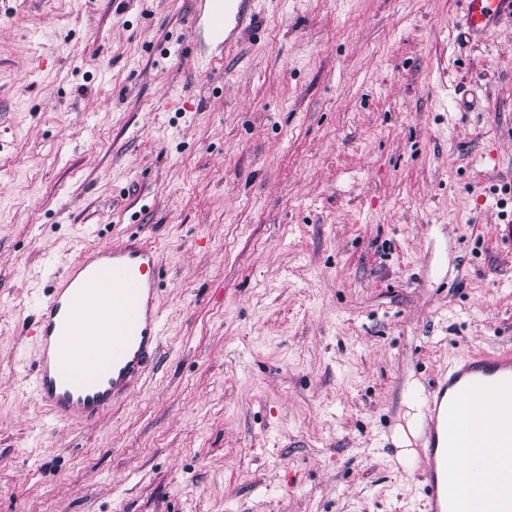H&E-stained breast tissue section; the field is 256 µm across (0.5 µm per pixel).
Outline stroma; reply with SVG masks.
<instances>
[{
  "instance_id": "obj_1",
  "label": "stroma",
  "mask_w": 512,
  "mask_h": 512,
  "mask_svg": "<svg viewBox=\"0 0 512 512\" xmlns=\"http://www.w3.org/2000/svg\"><path fill=\"white\" fill-rule=\"evenodd\" d=\"M192 7L0 0V512H425L409 392L512 350V19L254 0L204 75ZM131 235L158 362L55 424L27 326Z\"/></svg>"
}]
</instances>
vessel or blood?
Segmentation results:
<instances>
[{
    "mask_svg": "<svg viewBox=\"0 0 512 512\" xmlns=\"http://www.w3.org/2000/svg\"><path fill=\"white\" fill-rule=\"evenodd\" d=\"M252 0H194L191 28L199 41L200 71L213 68L232 45ZM512 13V0H465L475 35ZM159 250L139 237L114 247L81 251L41 302L33 392L59 424H89L128 395L153 364L163 317L157 304ZM475 392L471 441L493 472L473 496L472 512H512V350L469 354L443 372L427 400L424 456L419 466L428 512H455L448 482L454 410Z\"/></svg>",
    "mask_w": 512,
    "mask_h": 512,
    "instance_id": "1",
    "label": "vessel or blood"
}]
</instances>
